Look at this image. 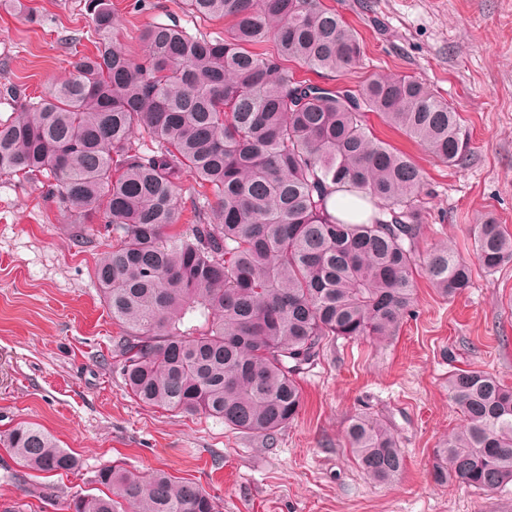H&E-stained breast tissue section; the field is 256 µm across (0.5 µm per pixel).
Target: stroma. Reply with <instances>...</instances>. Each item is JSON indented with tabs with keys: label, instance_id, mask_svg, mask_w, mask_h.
<instances>
[{
	"label": "stroma",
	"instance_id": "35a3bbf8",
	"mask_svg": "<svg viewBox=\"0 0 512 512\" xmlns=\"http://www.w3.org/2000/svg\"><path fill=\"white\" fill-rule=\"evenodd\" d=\"M113 38L141 58L140 30L167 16L216 36L220 21L182 15L181 0H111ZM358 32L364 54L345 72L296 77L358 88L381 74L409 75L459 113L471 157L460 167L433 159L403 132L370 115L373 135L409 155L423 173L419 254L443 245L473 270L462 294L443 297L417 276L416 303L392 339H342L297 378L299 416L274 445L223 420L145 406L124 388L94 269L112 237L76 242L70 210L41 184L0 176V432L43 426L78 459L68 474L42 477L0 445V502L18 512H65L73 495L94 494L106 464L145 476L162 470L215 496L219 512H512V485L482 492L436 485L428 464L461 418L448 399L453 368L489 372L512 387V263L484 270L470 228L490 217L512 233V0H325ZM27 22L0 0V85L37 96L74 72L67 39L88 30L85 0H25ZM393 429L406 469L392 484L368 480L345 448L352 416Z\"/></svg>",
	"mask_w": 512,
	"mask_h": 512
}]
</instances>
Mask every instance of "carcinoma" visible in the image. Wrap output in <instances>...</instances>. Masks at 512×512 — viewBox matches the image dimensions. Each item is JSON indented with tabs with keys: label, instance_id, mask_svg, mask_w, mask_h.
Returning a JSON list of instances; mask_svg holds the SVG:
<instances>
[{
	"label": "carcinoma",
	"instance_id": "obj_1",
	"mask_svg": "<svg viewBox=\"0 0 512 512\" xmlns=\"http://www.w3.org/2000/svg\"><path fill=\"white\" fill-rule=\"evenodd\" d=\"M184 12L224 21V36L193 35L172 18L139 32L141 62L112 39L109 0H86L95 51L73 76L35 99L0 91V175L45 179L74 213L81 237L102 219L112 246L95 278L112 322L127 392L145 406L221 419L274 443L302 407L296 375L328 341L396 335L416 301L420 168L374 139L379 114L434 159L467 161L469 136L447 102L410 77L359 89L300 80L283 65L343 71L359 35L322 0H182ZM271 42L273 50L263 46ZM197 185L181 222L178 190ZM339 188L377 209L336 218ZM480 264L512 261V235L491 219L472 228ZM424 270L442 295L469 287L471 268L450 248ZM448 395L462 424L434 453L429 475L494 491L512 483V390L458 368ZM357 468L392 483L405 458L380 418L350 419ZM30 471L67 472L77 458L34 424L0 435ZM105 496L75 495L70 512H219L214 497L163 471L136 476L106 465Z\"/></svg>",
	"mask_w": 512,
	"mask_h": 512
}]
</instances>
